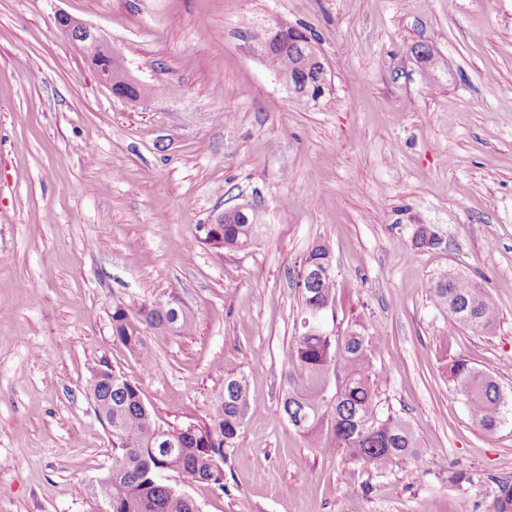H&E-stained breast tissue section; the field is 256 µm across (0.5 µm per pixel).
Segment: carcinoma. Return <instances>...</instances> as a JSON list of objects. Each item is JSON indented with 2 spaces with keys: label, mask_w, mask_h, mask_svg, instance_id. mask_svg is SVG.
Listing matches in <instances>:
<instances>
[{
  "label": "carcinoma",
  "mask_w": 512,
  "mask_h": 512,
  "mask_svg": "<svg viewBox=\"0 0 512 512\" xmlns=\"http://www.w3.org/2000/svg\"><path fill=\"white\" fill-rule=\"evenodd\" d=\"M87 53L112 92L136 100L142 88L131 80H116L112 60L103 44L83 41L71 33ZM303 34H286L282 45L267 57L275 71H286L293 80H307L297 66ZM206 237L222 235L224 249L245 250L259 237V224L217 225ZM302 264L323 269L312 283L300 285L302 270L296 271L295 286L303 302L301 331L295 340L293 371L283 390L280 416L307 437L325 429L332 436L329 449L340 448L353 459L377 471L404 466L416 458V440L406 420L385 409L374 389L372 348L374 339L358 327L337 336L312 330L323 307L333 302L336 277L329 250L313 246ZM436 306L448 310L452 327L487 334L496 328L497 306L478 281L450 274L431 285ZM180 299L144 304L132 313L118 306L112 313V339L149 370L153 353L144 332L149 329L181 330L187 325ZM448 378L460 390L470 417L489 432L496 431L512 415V401L491 376L477 370L463 357L448 364ZM87 391L93 396L100 420L112 430V471L102 482V493L112 504L111 512H199L185 494L161 481V473L179 469L195 481L226 490V450L236 447L248 409V378L235 368L224 370V388L214 398L208 420L183 427L164 426L147 404L140 385L123 375L89 370ZM496 512H512V484H498Z\"/></svg>",
  "instance_id": "cac0c4a2"
}]
</instances>
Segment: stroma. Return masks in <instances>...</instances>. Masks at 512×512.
Returning a JSON list of instances; mask_svg holds the SVG:
<instances>
[{"mask_svg":"<svg viewBox=\"0 0 512 512\" xmlns=\"http://www.w3.org/2000/svg\"><path fill=\"white\" fill-rule=\"evenodd\" d=\"M61 13L112 46L140 98L113 94ZM276 24L306 27L325 59L319 102L262 57ZM246 203L255 245L205 244ZM421 225L440 245L416 246ZM317 244L337 330L376 341L411 470L320 452L329 434L312 444L279 415L294 277ZM451 272L488 288L492 333L449 328L430 285ZM173 292L189 327L147 330L143 373L112 312ZM459 356L512 395V0H0V512H105L112 442L86 392L103 358L171 426L206 418L226 364L248 375L225 490L165 475L200 512H494L512 420L472 421L446 370Z\"/></svg>","mask_w":512,"mask_h":512,"instance_id":"stroma-1","label":"stroma"}]
</instances>
